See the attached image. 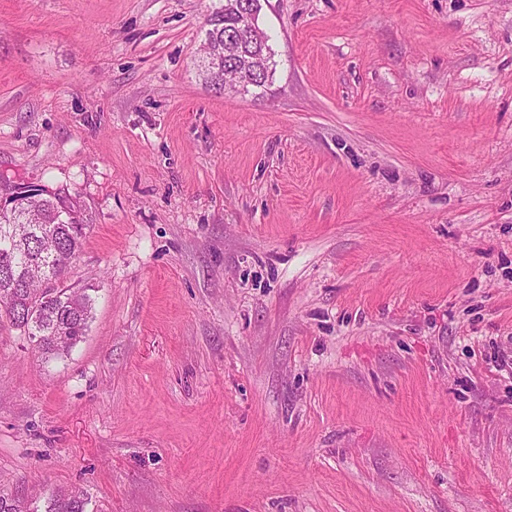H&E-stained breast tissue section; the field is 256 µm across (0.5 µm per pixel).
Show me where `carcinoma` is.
<instances>
[{
	"mask_svg": "<svg viewBox=\"0 0 512 512\" xmlns=\"http://www.w3.org/2000/svg\"><path fill=\"white\" fill-rule=\"evenodd\" d=\"M206 38L211 47L224 50V40L237 36L232 14L212 13ZM242 54L224 59L231 69L256 53H266V65L255 83L267 85L274 63L267 40L242 41ZM34 219L23 212L0 215V319L27 336L33 349L48 361L69 351L87 331L92 297L85 288L64 286L66 261L77 257L86 235L83 205L59 189L47 190L31 204ZM88 501L77 492H51L44 512H87ZM0 512H38V508L11 494L0 492Z\"/></svg>",
	"mask_w": 512,
	"mask_h": 512,
	"instance_id": "carcinoma-1",
	"label": "carcinoma"
}]
</instances>
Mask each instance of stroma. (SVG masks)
I'll list each match as a JSON object with an SVG mask.
<instances>
[{"label": "stroma", "mask_w": 512, "mask_h": 512, "mask_svg": "<svg viewBox=\"0 0 512 512\" xmlns=\"http://www.w3.org/2000/svg\"><path fill=\"white\" fill-rule=\"evenodd\" d=\"M0 0V174L77 195L89 330L0 322V489L88 512H512V0ZM243 6L251 1H240V0H224L222 6L226 11H232L237 16L236 28L239 33H243L248 36L251 41L259 42L262 38V33L258 28L257 15L258 11L255 7L253 9H242L238 7ZM211 20V25L206 30V39L210 40L211 47L217 50L219 53L224 50V40H232L238 38V34L235 28V18L231 13L220 14L219 12L211 13L206 21ZM236 36V38H235ZM241 49V55L228 58L224 57V70L231 69L239 65V63L242 62V60L247 56L255 55L256 53L262 54L263 52H266V54H268V56L266 57V66L261 67V69L257 71L255 74V83L258 84L257 87H265L270 77H272V71L274 66V63L272 62V54L267 44L266 33H263V40L259 44H252L249 40L242 41ZM259 63H264V58L262 57V55L250 56L246 61L245 67H248L250 65L254 67L256 64ZM45 510L43 512H88V501L78 492L70 493L51 492L45 497Z\"/></svg>", "instance_id": "obj_1"}]
</instances>
